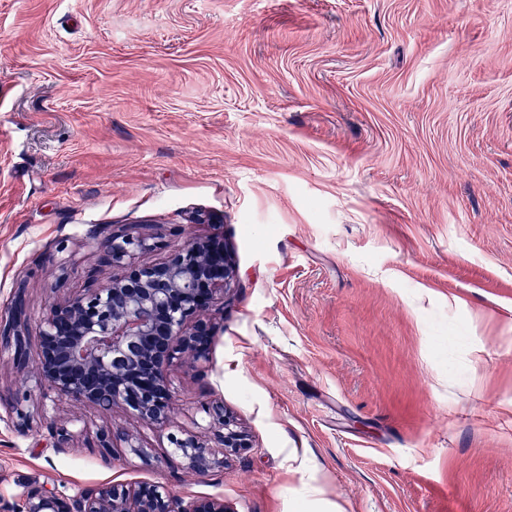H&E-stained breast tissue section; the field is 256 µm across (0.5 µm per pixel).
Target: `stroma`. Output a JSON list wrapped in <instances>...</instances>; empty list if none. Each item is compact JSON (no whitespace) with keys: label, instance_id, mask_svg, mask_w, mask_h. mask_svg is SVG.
Masks as SVG:
<instances>
[{"label":"stroma","instance_id":"1","mask_svg":"<svg viewBox=\"0 0 512 512\" xmlns=\"http://www.w3.org/2000/svg\"><path fill=\"white\" fill-rule=\"evenodd\" d=\"M216 235L237 279L174 423L0 349V501L150 483L228 512H512V0H0V319L99 242ZM252 446L198 475L202 403ZM67 430L59 448L50 428ZM138 445L95 448L102 428Z\"/></svg>","mask_w":512,"mask_h":512}]
</instances>
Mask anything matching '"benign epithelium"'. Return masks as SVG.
Here are the masks:
<instances>
[{
  "label": "benign epithelium",
  "instance_id": "7a95c632",
  "mask_svg": "<svg viewBox=\"0 0 512 512\" xmlns=\"http://www.w3.org/2000/svg\"><path fill=\"white\" fill-rule=\"evenodd\" d=\"M159 235H144L134 226L109 232L101 242L105 264L121 267L112 277L81 295L51 304L39 332L38 389L88 402L102 411L118 403L160 428L172 423L169 366L178 354L208 360L214 326L208 311L215 297L233 287L237 271L224 240L196 237L174 249L162 262L142 265L136 256L157 247ZM27 364L25 288H17L8 318L0 323V346ZM204 413L219 425L210 440L195 435L176 442L190 469L205 473L250 447L236 418L214 402ZM132 439L103 429L97 447L111 448ZM24 512H226L220 499H176L156 486L104 487L81 492L67 501L43 486L31 488Z\"/></svg>",
  "mask_w": 512,
  "mask_h": 512
}]
</instances>
